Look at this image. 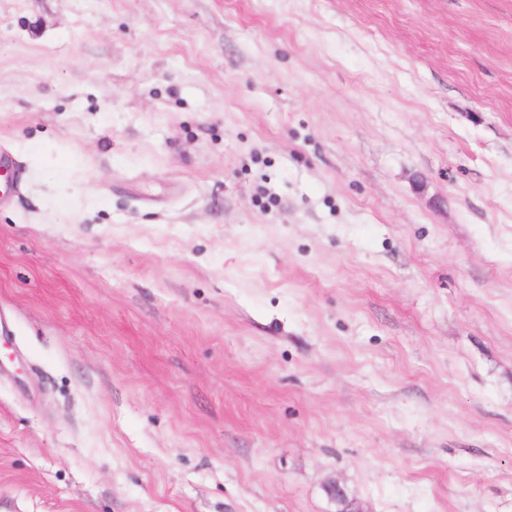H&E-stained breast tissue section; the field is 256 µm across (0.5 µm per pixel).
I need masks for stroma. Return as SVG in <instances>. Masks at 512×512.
Listing matches in <instances>:
<instances>
[{"label":"stroma","mask_w":512,"mask_h":512,"mask_svg":"<svg viewBox=\"0 0 512 512\" xmlns=\"http://www.w3.org/2000/svg\"><path fill=\"white\" fill-rule=\"evenodd\" d=\"M0 512H512V0H0Z\"/></svg>","instance_id":"obj_1"}]
</instances>
